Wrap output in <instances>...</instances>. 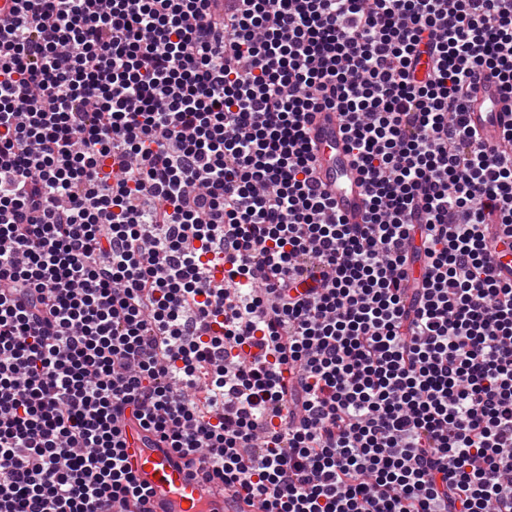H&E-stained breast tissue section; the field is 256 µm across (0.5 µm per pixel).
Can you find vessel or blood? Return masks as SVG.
I'll return each mask as SVG.
<instances>
[{
	"label": "vessel or blood",
	"instance_id": "obj_1",
	"mask_svg": "<svg viewBox=\"0 0 512 512\" xmlns=\"http://www.w3.org/2000/svg\"><path fill=\"white\" fill-rule=\"evenodd\" d=\"M467 118L484 141H497L503 129L512 126V100L495 83L481 82ZM310 137L316 145L319 180L335 197L337 214L347 223H362V175L345 147L338 113H316ZM125 453L139 481L151 488L155 512H231L214 484L195 479L169 449L150 444L144 435L129 431Z\"/></svg>",
	"mask_w": 512,
	"mask_h": 512
}]
</instances>
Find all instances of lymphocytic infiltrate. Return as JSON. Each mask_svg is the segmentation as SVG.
<instances>
[{"label":"lymphocytic infiltrate","mask_w":512,"mask_h":512,"mask_svg":"<svg viewBox=\"0 0 512 512\" xmlns=\"http://www.w3.org/2000/svg\"><path fill=\"white\" fill-rule=\"evenodd\" d=\"M484 80L512 97V0H15L0 512H150L133 425L254 512H512V282L484 233L512 225V127L469 126ZM323 110L365 223L329 216Z\"/></svg>","instance_id":"obj_1"}]
</instances>
